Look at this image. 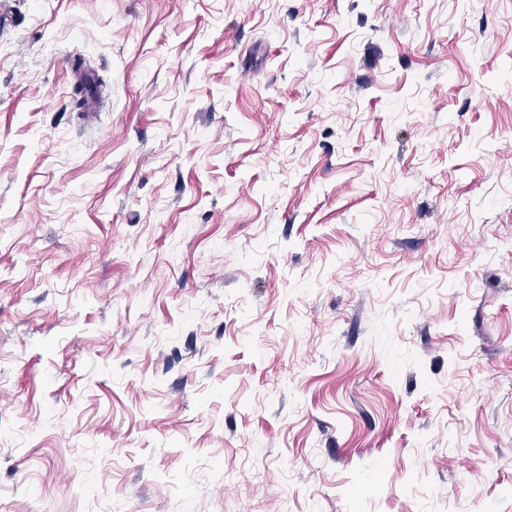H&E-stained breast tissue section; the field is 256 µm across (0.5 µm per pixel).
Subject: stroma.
I'll list each match as a JSON object with an SVG mask.
<instances>
[{"instance_id":"obj_1","label":"stroma","mask_w":512,"mask_h":512,"mask_svg":"<svg viewBox=\"0 0 512 512\" xmlns=\"http://www.w3.org/2000/svg\"><path fill=\"white\" fill-rule=\"evenodd\" d=\"M0 512H512V0H0Z\"/></svg>"}]
</instances>
